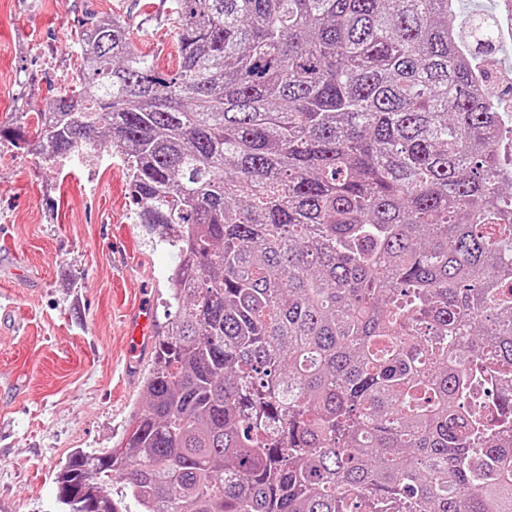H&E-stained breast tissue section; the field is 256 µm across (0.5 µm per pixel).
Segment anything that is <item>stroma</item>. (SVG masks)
Returning <instances> with one entry per match:
<instances>
[{
  "mask_svg": "<svg viewBox=\"0 0 512 512\" xmlns=\"http://www.w3.org/2000/svg\"><path fill=\"white\" fill-rule=\"evenodd\" d=\"M90 12L133 18L141 51L176 68L166 0H0V122L22 112L35 126L81 68L72 41ZM134 209L120 159L90 175L0 145V260L25 270L0 272V307L17 324L0 333V512H62L59 471L76 450L115 446L140 398L151 356L131 355L124 317L143 306L163 322L176 256Z\"/></svg>",
  "mask_w": 512,
  "mask_h": 512,
  "instance_id": "obj_1",
  "label": "stroma"
}]
</instances>
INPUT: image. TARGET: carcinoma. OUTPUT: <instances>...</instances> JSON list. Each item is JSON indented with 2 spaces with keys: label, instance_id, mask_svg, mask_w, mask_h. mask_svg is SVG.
I'll list each match as a JSON object with an SVG mask.
<instances>
[{
  "label": "carcinoma",
  "instance_id": "carcinoma-1",
  "mask_svg": "<svg viewBox=\"0 0 512 512\" xmlns=\"http://www.w3.org/2000/svg\"><path fill=\"white\" fill-rule=\"evenodd\" d=\"M449 2L171 0L174 72L90 14L35 136L0 124L46 158L109 137L178 258L63 512H512V179Z\"/></svg>",
  "mask_w": 512,
  "mask_h": 512
}]
</instances>
